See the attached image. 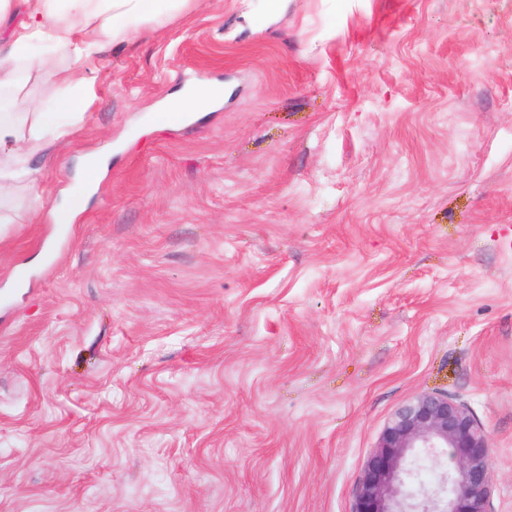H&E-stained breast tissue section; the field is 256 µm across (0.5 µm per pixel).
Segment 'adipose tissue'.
<instances>
[{"label": "adipose tissue", "mask_w": 512, "mask_h": 512, "mask_svg": "<svg viewBox=\"0 0 512 512\" xmlns=\"http://www.w3.org/2000/svg\"><path fill=\"white\" fill-rule=\"evenodd\" d=\"M188 0H0V19L13 12L22 18L6 38H0V62L9 70L0 86L20 74L58 77L62 90L45 108L24 98H11L0 112V196L13 183L31 181L32 156L49 140L69 135L71 126L92 105L91 87L79 74L81 62L104 48L130 42L146 23L161 25L179 15ZM70 61L57 67L59 56ZM224 91L206 86L184 92L158 113L162 125L183 121L189 113L204 112L222 99Z\"/></svg>", "instance_id": "adipose-tissue-1"}]
</instances>
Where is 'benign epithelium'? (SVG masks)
Masks as SVG:
<instances>
[{"instance_id":"7a95c632","label":"benign epithelium","mask_w":512,"mask_h":512,"mask_svg":"<svg viewBox=\"0 0 512 512\" xmlns=\"http://www.w3.org/2000/svg\"><path fill=\"white\" fill-rule=\"evenodd\" d=\"M492 448L467 406L419 394L387 421L365 466L354 512H492ZM422 458L448 460L438 484L417 483Z\"/></svg>"}]
</instances>
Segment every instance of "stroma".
I'll return each mask as SVG.
<instances>
[{
  "label": "stroma",
  "mask_w": 512,
  "mask_h": 512,
  "mask_svg": "<svg viewBox=\"0 0 512 512\" xmlns=\"http://www.w3.org/2000/svg\"><path fill=\"white\" fill-rule=\"evenodd\" d=\"M83 76L0 199V512H353L424 392L512 512V0H190ZM224 97V89L215 86L188 90L181 96L169 101L158 110L159 125H169L183 121L189 112H205ZM109 156L105 155H89L83 163L84 181L83 191H91L95 187L97 175L109 164Z\"/></svg>",
  "instance_id": "obj_1"
}]
</instances>
